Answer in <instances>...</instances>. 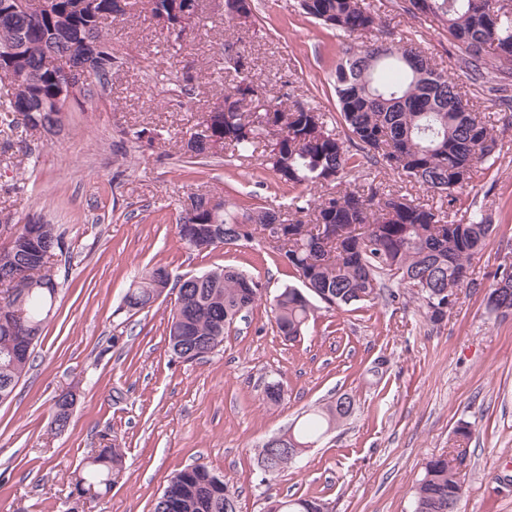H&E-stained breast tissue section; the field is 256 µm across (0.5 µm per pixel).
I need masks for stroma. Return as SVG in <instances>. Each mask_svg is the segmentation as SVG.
Masks as SVG:
<instances>
[{
  "label": "stroma",
  "mask_w": 512,
  "mask_h": 512,
  "mask_svg": "<svg viewBox=\"0 0 512 512\" xmlns=\"http://www.w3.org/2000/svg\"><path fill=\"white\" fill-rule=\"evenodd\" d=\"M177 45L141 6L111 26L122 58L105 87L72 102L64 132L46 141L0 114V247L28 220L58 225L67 247L55 261L59 295L11 399L0 403V512H153L169 476L196 463L223 475L238 512H265L269 498H318L329 512H412L425 462L453 449L468 425L458 512H512V315L488 312L485 294L512 263V114L485 110L503 145L471 193L494 230L441 323L410 295L388 294L351 311H318L301 338L285 341L269 307L297 285L262 237L204 252L176 229L182 203L206 193L274 209L288 190L264 157L228 166L223 154L190 158L184 143L232 78L224 43L235 42L267 94L336 112L334 33L303 17L297 0H253L254 23L231 27L214 0ZM395 37L420 45L463 91L467 74L433 18L397 0H369ZM191 75L183 91L175 72ZM142 138H134V131ZM243 271L262 288L245 319L203 361L172 356L166 331L175 296L128 312L133 281L157 266L172 277L215 266ZM280 381L279 404L264 399ZM74 391L65 429L55 400ZM350 416L274 477L258 450L298 429L336 395ZM119 444L110 490L81 496L75 483L95 450Z\"/></svg>",
  "instance_id": "1"
}]
</instances>
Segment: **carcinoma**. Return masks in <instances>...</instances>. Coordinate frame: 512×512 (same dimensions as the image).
<instances>
[{"label": "carcinoma", "mask_w": 512, "mask_h": 512, "mask_svg": "<svg viewBox=\"0 0 512 512\" xmlns=\"http://www.w3.org/2000/svg\"><path fill=\"white\" fill-rule=\"evenodd\" d=\"M69 12L67 33L51 32L41 11L23 13L0 27V57L15 58L21 76L14 93L0 103L6 114L34 113L53 121L68 102L56 103L57 83L52 59L67 55L74 64L91 62L90 82L104 85L119 65L112 53L109 24L117 19L116 0H85ZM302 13L336 35L338 59L333 75L336 124L327 129L326 114L315 107L283 98L270 99L264 84L249 69L235 45L224 48V69L236 81L224 92V112L212 117L232 161L254 157L269 148L266 160L280 184L292 193L287 210L254 206L238 211L226 203L210 211L198 202L194 216L181 211L176 224L180 240L203 252L212 235H234L249 241L257 231L280 226L285 237L276 253L288 263L302 287L283 288L273 300L274 324L288 342L303 335L321 309H344L376 298L393 281L424 309L430 321L443 320L442 303L456 295L468 278L471 260L484 247L493 225L483 207H459L453 219L444 211L404 195L369 185L347 187L334 195L305 194L312 186L338 185L370 166L390 169L404 180L437 194L452 206L469 194L480 166L492 167L501 150L492 123L481 115L480 97L494 93L504 111L512 110V86L494 72L512 70V0H401L407 15L429 16L448 33L469 75L474 94L466 96L448 75L434 67L425 51L391 38L366 0H299ZM63 237L53 224L18 229L19 246L0 249V311L8 310L13 326L0 325V403L9 399L27 372L32 351L13 345V329L26 326L41 337L52 312L56 285L31 288L50 278L44 241ZM166 268H153L128 289V310L151 306L167 282ZM512 269L503 268L489 289L492 311L512 312ZM259 284L232 267H215L178 289L168 344L174 356L202 360L224 342L225 327L253 308ZM342 394L308 418L305 432L290 437L298 448L323 426L349 415ZM74 394L59 396L54 423L65 427ZM263 471L273 475L293 462L281 449L260 448ZM122 450L101 448L89 459L88 477L78 482L84 494L102 485L122 467ZM455 457L449 453L428 460L414 491L413 512H448L461 500L462 484ZM278 512H327L316 498H281ZM237 512L235 493L224 476L199 462L174 473L153 512Z\"/></svg>", "instance_id": "carcinoma-1"}]
</instances>
